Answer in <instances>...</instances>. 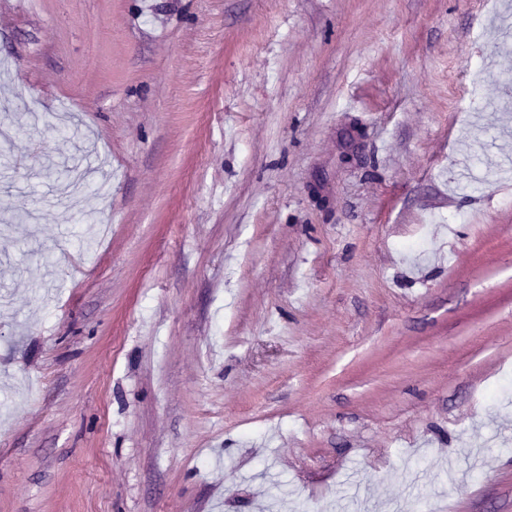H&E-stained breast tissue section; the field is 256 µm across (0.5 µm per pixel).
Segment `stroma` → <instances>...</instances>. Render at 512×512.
Here are the masks:
<instances>
[{"label":"stroma","mask_w":512,"mask_h":512,"mask_svg":"<svg viewBox=\"0 0 512 512\" xmlns=\"http://www.w3.org/2000/svg\"><path fill=\"white\" fill-rule=\"evenodd\" d=\"M508 18L0 0V512H512Z\"/></svg>","instance_id":"1"}]
</instances>
